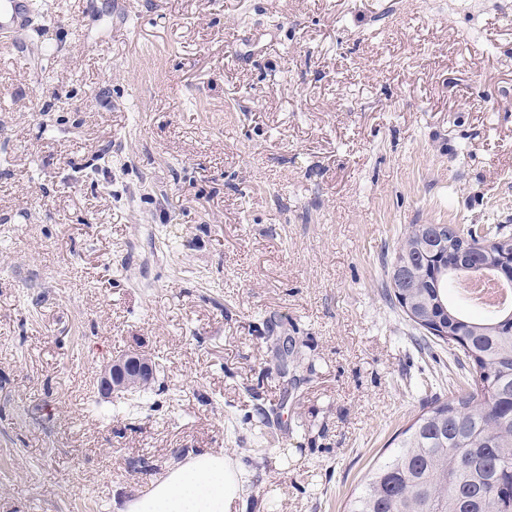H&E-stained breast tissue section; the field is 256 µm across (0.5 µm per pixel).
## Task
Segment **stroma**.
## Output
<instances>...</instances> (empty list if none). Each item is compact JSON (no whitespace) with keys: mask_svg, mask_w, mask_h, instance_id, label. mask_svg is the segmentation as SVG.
<instances>
[{"mask_svg":"<svg viewBox=\"0 0 512 512\" xmlns=\"http://www.w3.org/2000/svg\"><path fill=\"white\" fill-rule=\"evenodd\" d=\"M36 2L43 56L0 42V512H118L201 452L247 512H343L458 372L385 297L403 234L512 226V0ZM152 358L141 353H129L114 360L107 368H105L100 376L101 390L110 395H120L129 388L125 385L124 373L125 368L131 363L143 366L145 370H150V378L141 372L136 366L126 369V381L131 383V387L138 391L146 393L154 382L155 376L151 379L153 370Z\"/></svg>","mask_w":512,"mask_h":512,"instance_id":"35a3bbf8","label":"stroma"}]
</instances>
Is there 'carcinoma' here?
<instances>
[{
  "label": "carcinoma",
  "mask_w": 512,
  "mask_h": 512,
  "mask_svg": "<svg viewBox=\"0 0 512 512\" xmlns=\"http://www.w3.org/2000/svg\"><path fill=\"white\" fill-rule=\"evenodd\" d=\"M432 234V224L411 225L388 270L387 295L414 324L434 329L433 339L458 348L469 382L397 435L348 512H512V320L449 299L471 271L434 276L424 258ZM477 244L490 274L512 254V230L497 224ZM126 381L143 392L153 383L135 366Z\"/></svg>",
  "instance_id": "carcinoma-1"
}]
</instances>
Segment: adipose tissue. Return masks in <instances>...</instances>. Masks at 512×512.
<instances>
[{
	"mask_svg": "<svg viewBox=\"0 0 512 512\" xmlns=\"http://www.w3.org/2000/svg\"><path fill=\"white\" fill-rule=\"evenodd\" d=\"M246 473L224 454L204 452L171 466L121 512H233L242 503Z\"/></svg>",
	"mask_w": 512,
	"mask_h": 512,
	"instance_id": "ef3b65f1",
	"label": "adipose tissue"
}]
</instances>
